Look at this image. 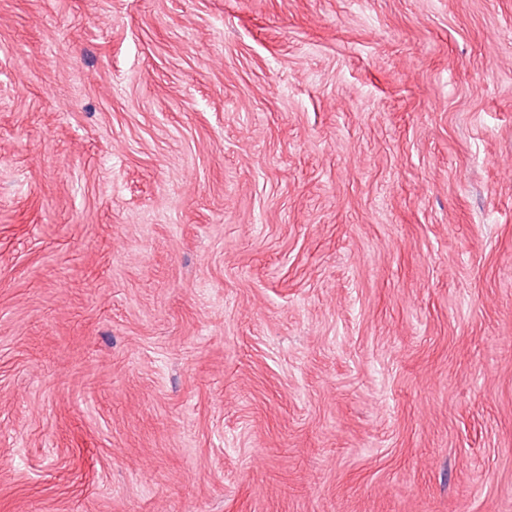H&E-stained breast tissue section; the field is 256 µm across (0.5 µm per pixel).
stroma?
Returning <instances> with one entry per match:
<instances>
[{
  "label": "stroma",
  "instance_id": "stroma-1",
  "mask_svg": "<svg viewBox=\"0 0 512 512\" xmlns=\"http://www.w3.org/2000/svg\"><path fill=\"white\" fill-rule=\"evenodd\" d=\"M0 512H512V0H0Z\"/></svg>",
  "mask_w": 512,
  "mask_h": 512
}]
</instances>
